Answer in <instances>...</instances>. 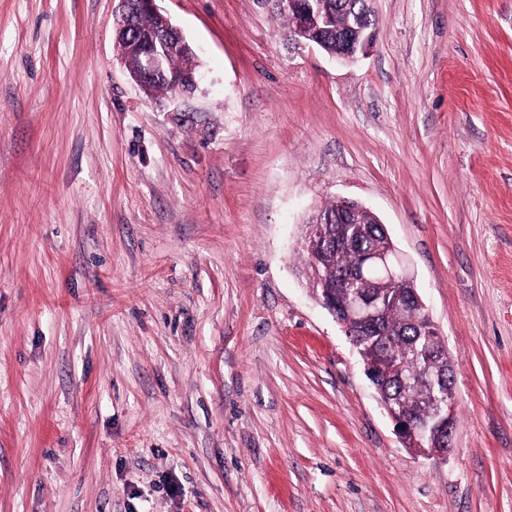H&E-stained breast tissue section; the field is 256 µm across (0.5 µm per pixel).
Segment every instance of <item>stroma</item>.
<instances>
[{
	"label": "stroma",
	"mask_w": 512,
	"mask_h": 512,
	"mask_svg": "<svg viewBox=\"0 0 512 512\" xmlns=\"http://www.w3.org/2000/svg\"><path fill=\"white\" fill-rule=\"evenodd\" d=\"M158 6L193 94L140 90L118 0H0V512H512V0H373L348 64L257 0ZM339 197L442 333L447 461L306 283Z\"/></svg>",
	"instance_id": "stroma-1"
}]
</instances>
